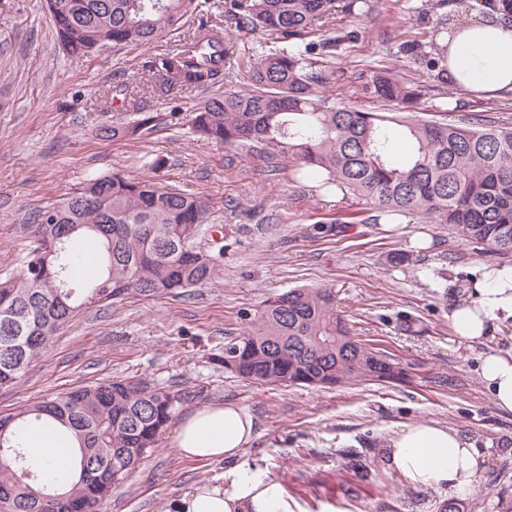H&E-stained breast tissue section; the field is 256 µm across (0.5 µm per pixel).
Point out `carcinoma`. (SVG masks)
Returning <instances> with one entry per match:
<instances>
[{
	"label": "carcinoma",
	"mask_w": 512,
	"mask_h": 512,
	"mask_svg": "<svg viewBox=\"0 0 512 512\" xmlns=\"http://www.w3.org/2000/svg\"><path fill=\"white\" fill-rule=\"evenodd\" d=\"M59 42L73 56L105 45L147 46L198 8L197 0H46ZM215 20H201L180 48L142 65L147 88L175 101L188 87L224 75L233 45L224 21L261 30L282 46L249 66L250 89L219 94L194 109L193 131L231 148L261 144L292 160L328 191L371 205L368 220L390 222L414 211L444 224L461 240L512 254V128L484 119L438 122L409 113L419 91L381 69L371 94L394 109L370 112L321 94L328 58L341 38L306 41L309 30L342 11L357 15L359 0H224ZM470 10L495 14L512 28V0H472ZM428 42L405 48L430 73L448 65L450 46ZM156 116L104 125L106 138H134ZM409 143L401 157L398 137ZM211 199L156 175L93 177L60 204L35 216L32 240L18 273L0 276V388L14 386L58 332L84 309L126 295L191 296L210 282L224 248L202 249ZM96 248L101 271L91 281L74 275L83 247ZM331 288H292L265 301L250 328L224 342V369L266 385L333 389L366 381L404 382V367L354 340L336 314ZM186 402V394L145 378L87 385L0 414V512H101L140 465L130 448L153 449L158 434ZM50 420L77 442L74 456L54 475L21 443L23 428Z\"/></svg>",
	"instance_id": "1"
}]
</instances>
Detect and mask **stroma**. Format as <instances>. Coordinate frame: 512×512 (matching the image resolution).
Wrapping results in <instances>:
<instances>
[{
    "label": "stroma",
    "instance_id": "1",
    "mask_svg": "<svg viewBox=\"0 0 512 512\" xmlns=\"http://www.w3.org/2000/svg\"><path fill=\"white\" fill-rule=\"evenodd\" d=\"M429 2L365 0L360 17L336 15L329 33L343 42L325 95L383 110L370 87L379 69L392 68L421 86L416 113L483 115L512 126V93L448 85L403 52L405 41H428L421 18ZM224 35L236 53L214 87L188 89L175 103L144 95V111L158 115L154 130L136 140L104 138L99 126L132 113L114 104L113 87L138 81L143 59L176 49L182 32L148 47L74 58L58 43L44 0H0V273L15 272L35 211L58 205L94 176L135 177L155 160L165 181L212 198L211 222L224 235L210 284L188 298L131 295L85 310L14 387L0 390V413L104 379L141 376L185 392L183 414L217 403L250 412L259 435L240 461L266 468L282 485L288 512H440L446 502L456 512H512V414L497 409L478 376V347L460 342L448 322L449 304L465 297L472 278L512 264V254L489 253L411 213L399 229L369 223L365 201L297 177L286 158L266 161L190 134L197 104L247 89L253 51L279 46L265 32L231 23ZM416 233L430 239L429 250L411 247ZM397 252L405 263H392ZM300 286L334 289L352 337L405 367L407 382L288 387L225 372L218 360L225 337L246 330L264 300ZM446 376L453 386L439 385ZM416 421L473 441L486 463L472 488H415L389 467L386 443ZM176 428L168 423L103 512H168L185 492L223 474V462L181 458Z\"/></svg>",
    "mask_w": 512,
    "mask_h": 512
}]
</instances>
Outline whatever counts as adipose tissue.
<instances>
[{
	"mask_svg": "<svg viewBox=\"0 0 512 512\" xmlns=\"http://www.w3.org/2000/svg\"><path fill=\"white\" fill-rule=\"evenodd\" d=\"M454 60L445 76L450 83L487 92L512 91V28L497 16L475 15L452 43ZM448 321L462 343L480 344L476 371L496 407L512 413V350L491 347L494 334L512 325V265L492 267L472 281L470 300L452 305ZM257 434V421L235 404H215L184 415L175 434L178 453L192 460H227L220 481L193 487L170 512H288L280 483L263 469L240 465L239 457ZM75 445L59 427L31 430L25 441L30 455L54 472ZM390 465L416 488L469 489L484 464L459 431L416 422L387 446Z\"/></svg>",
	"mask_w": 512,
	"mask_h": 512,
	"instance_id": "1",
	"label": "adipose tissue"
}]
</instances>
